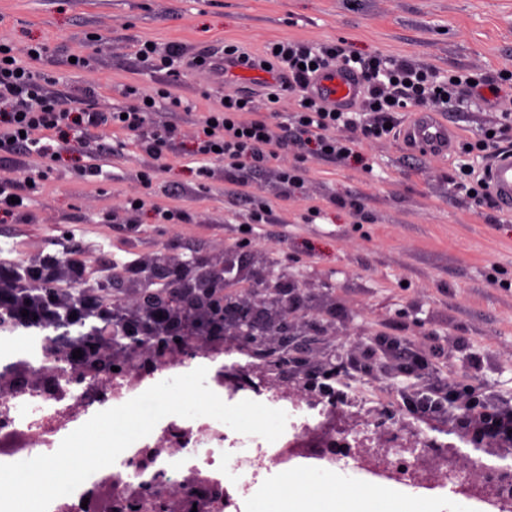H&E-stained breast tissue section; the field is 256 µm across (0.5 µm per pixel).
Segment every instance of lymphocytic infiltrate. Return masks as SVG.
<instances>
[{
	"label": "lymphocytic infiltrate",
	"mask_w": 512,
	"mask_h": 512,
	"mask_svg": "<svg viewBox=\"0 0 512 512\" xmlns=\"http://www.w3.org/2000/svg\"><path fill=\"white\" fill-rule=\"evenodd\" d=\"M49 54L44 44L0 43V151L11 157L51 159L56 145L75 141L87 152L79 176L89 182L102 175L105 162L116 153L135 148L156 159L179 153L186 163L195 164L203 179L211 175L210 161H222L225 172L237 176L244 187L249 176L267 169L288 149L302 157L343 159L361 140L387 135L395 113L408 105L460 96L471 88L468 75L440 80L413 63L357 54L342 42L318 48L281 42L266 58L250 56L234 45L225 46L220 57H188L176 47L140 45L137 56L156 60L174 77L184 70L211 72L227 64L268 67L280 77L273 85L278 99L289 83L305 85L315 68L342 64L363 79L362 109L369 114L365 120L329 109L314 98L299 104L292 115L271 108L258 117L249 97L232 94L185 130L166 119L153 120L155 108L142 98L123 106L91 98L84 108L74 109L73 97L47 91L49 76L32 65L34 58ZM70 131L75 134L71 140L66 137ZM88 256L97 265L92 274L84 262ZM227 277L194 253L173 258L163 251L133 253L118 259L90 251L83 238L73 236L62 249L42 251L33 262L0 257V331L38 330L50 336L74 314L94 329L100 349L109 351L126 329L147 325L167 334L173 312L181 310L184 331L197 340L201 317L218 310L230 322L239 314L237 299L221 291ZM147 290L155 293V300L144 298ZM343 314L333 304L323 312L306 311L296 291H289L288 341L266 346L274 354L271 374L307 392L316 391L321 380H330L333 402L340 407L365 398L367 385L375 380L377 399L391 391L399 396V416L430 427L445 423L477 449L512 446V394L479 380L485 356L474 352L468 338L443 336L433 328L413 334L409 314L402 310L370 330L332 369L327 357L333 343L330 329ZM442 346L462 356L461 369L449 376L436 360Z\"/></svg>",
	"instance_id": "1"
}]
</instances>
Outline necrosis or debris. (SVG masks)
<instances>
[{"instance_id": "1", "label": "necrosis or debris", "mask_w": 512, "mask_h": 512, "mask_svg": "<svg viewBox=\"0 0 512 512\" xmlns=\"http://www.w3.org/2000/svg\"><path fill=\"white\" fill-rule=\"evenodd\" d=\"M133 365L112 370L105 360L84 363L62 359L51 343L35 359L9 368L10 382L0 390V463L54 453L64 435L99 411L124 404L158 379L182 375L204 366L216 375L234 372L242 390L268 407L285 409V431L299 444L305 459L321 460L332 469L344 455L332 444L310 441L311 432L327 427L334 413L327 397L297 396L259 381L253 366L239 363L223 337L201 345L185 340L155 357L128 346ZM72 368L60 379L58 366ZM288 442V443H291ZM287 442L241 439L203 416L192 420L170 415L146 437L129 446L106 472L85 489L54 500L51 512H128L136 499L139 512H241L260 476L282 469L289 457ZM457 474V485L479 472L482 482H498L512 496V459L469 453Z\"/></svg>"}]
</instances>
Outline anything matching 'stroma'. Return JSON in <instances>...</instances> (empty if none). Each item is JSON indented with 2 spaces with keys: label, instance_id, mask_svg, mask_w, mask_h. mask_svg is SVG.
I'll list each match as a JSON object with an SVG mask.
<instances>
[{
  "label": "stroma",
  "instance_id": "35a3bbf8",
  "mask_svg": "<svg viewBox=\"0 0 512 512\" xmlns=\"http://www.w3.org/2000/svg\"><path fill=\"white\" fill-rule=\"evenodd\" d=\"M0 36L48 44L52 60L36 68L54 76L60 91L91 89L121 103L130 88L140 96L170 88L180 102L171 119L186 129L239 83L188 71L170 84L165 71L135 58L137 43L195 53H219L233 43L260 56L280 41L342 40L356 53L476 78L470 94L436 110L454 146L444 156L405 148L404 112L387 138L361 142L349 158H308L302 187L281 182L280 170L297 161L296 152L285 153L253 187L268 222L256 226L251 248L286 264L290 282L344 308L337 351L406 308L416 329L437 324L488 349L481 381L512 389V361L502 358L512 351V215L473 202L455 186L462 165L484 173L485 154L467 155L461 147L483 139L501 117L484 81L512 74V0H0ZM79 52L92 64L71 70L65 59ZM79 165V154L66 153L46 167L39 206L24 218L0 219V250L29 256L68 229L85 231L88 241L114 254L238 249L248 205L231 197L223 162L212 161L213 175L204 181L177 157L157 160L135 149L112 160L97 183L79 178ZM145 170L152 174L147 188L140 183ZM138 191L145 199L137 217L142 234L108 230L107 216ZM313 207L321 219L309 220ZM159 208L183 210L188 219L163 227Z\"/></svg>",
  "mask_w": 512,
  "mask_h": 512
}]
</instances>
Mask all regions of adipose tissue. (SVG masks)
<instances>
[{
    "label": "adipose tissue",
    "mask_w": 512,
    "mask_h": 512,
    "mask_svg": "<svg viewBox=\"0 0 512 512\" xmlns=\"http://www.w3.org/2000/svg\"><path fill=\"white\" fill-rule=\"evenodd\" d=\"M339 474L320 480L315 475L298 472L279 476L260 512H427L392 492L381 493L356 485L348 496H328V488L339 484Z\"/></svg>",
    "instance_id": "1"
}]
</instances>
